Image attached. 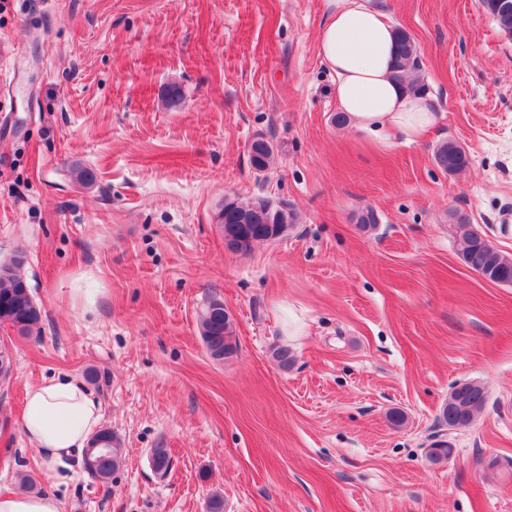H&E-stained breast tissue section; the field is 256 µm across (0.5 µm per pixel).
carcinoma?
Masks as SVG:
<instances>
[{
	"mask_svg": "<svg viewBox=\"0 0 512 512\" xmlns=\"http://www.w3.org/2000/svg\"><path fill=\"white\" fill-rule=\"evenodd\" d=\"M484 9L500 28L512 36V0H482ZM397 60L395 77L411 92L422 93L425 85L414 77L418 69L419 47L414 37L403 28L395 30ZM248 154L251 165L257 171H265L274 155L273 146L262 136L255 137ZM438 166L446 172L456 173L469 164L466 152L455 142L441 143L435 152ZM218 223L224 225V248L246 254L252 244L274 241L288 232L297 221L296 214L285 206H269L262 199L242 203L233 196L224 197L217 214ZM465 247L462 251L464 264L483 278L499 284H512V256L491 245L473 224H458ZM25 257L14 256L0 262V324H7L25 334L42 316L24 274ZM197 323L207 352L216 360L233 355L237 349L234 318L224 314V300L216 296L206 299L197 312ZM487 403L485 388L472 382L454 387L448 396V404L442 409V419L451 428H466L483 411ZM121 439L112 429L97 432L84 451L83 464L87 473L101 484L112 482V476L122 459ZM151 466L157 474L165 475L171 465V451L161 446L150 450Z\"/></svg>",
	"mask_w": 512,
	"mask_h": 512,
	"instance_id": "cac0c4a2",
	"label": "carcinoma"
}]
</instances>
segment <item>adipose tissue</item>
I'll list each match as a JSON object with an SVG mask.
<instances>
[{
    "label": "adipose tissue",
    "mask_w": 512,
    "mask_h": 512,
    "mask_svg": "<svg viewBox=\"0 0 512 512\" xmlns=\"http://www.w3.org/2000/svg\"><path fill=\"white\" fill-rule=\"evenodd\" d=\"M319 53L336 75L338 105L356 129L375 135L392 130L414 141L438 122L427 96L394 79L393 28L370 0H331ZM102 420L100 401L76 377L60 375L30 387L22 431L42 462L46 489L0 494V512H63L56 490L71 481Z\"/></svg>",
    "instance_id": "ef3b65f1"
}]
</instances>
